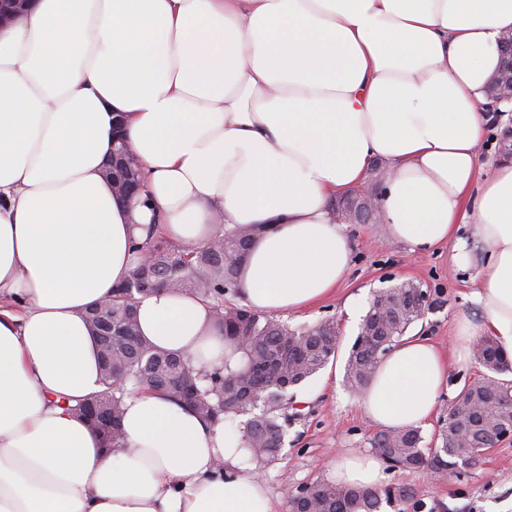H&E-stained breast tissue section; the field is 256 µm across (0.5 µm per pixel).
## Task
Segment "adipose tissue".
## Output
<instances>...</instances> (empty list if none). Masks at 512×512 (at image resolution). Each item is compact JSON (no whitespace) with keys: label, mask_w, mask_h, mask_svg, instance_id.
<instances>
[{"label":"adipose tissue","mask_w":512,"mask_h":512,"mask_svg":"<svg viewBox=\"0 0 512 512\" xmlns=\"http://www.w3.org/2000/svg\"><path fill=\"white\" fill-rule=\"evenodd\" d=\"M507 32L512 0H30L0 27V512H273L238 428L136 390L110 453L69 410L101 389L81 314L130 277L138 224L188 247L222 222L261 226L240 295L270 316L300 311L348 270L331 203L382 161L384 232L478 263L484 320L459 317L446 352L427 336L394 346L367 419L428 423L479 333L512 357V160L479 153ZM120 115L147 208L121 207L101 174ZM137 312L155 346L223 365L198 298L162 288ZM329 476L386 479L356 449Z\"/></svg>","instance_id":"1"}]
</instances>
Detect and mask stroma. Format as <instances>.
<instances>
[{
  "instance_id": "1",
  "label": "stroma",
  "mask_w": 512,
  "mask_h": 512,
  "mask_svg": "<svg viewBox=\"0 0 512 512\" xmlns=\"http://www.w3.org/2000/svg\"><path fill=\"white\" fill-rule=\"evenodd\" d=\"M346 230L352 240V255L342 283L309 309L284 317L293 327L333 317L340 331V345L331 365L296 388L295 403L302 418L289 428L278 460L249 467L250 473L266 483L276 512H291V500L301 486L327 480L329 464L338 453L348 448H372L377 428L365 417L359 393L345 386L344 368L376 291L403 280L427 291L428 307L409 332L430 336L444 350L451 344L458 316L475 322L481 319L472 297L476 269L453 263V244L419 253L392 241L372 223L350 222ZM511 481L512 440L502 442L461 477L450 481H433L427 471L398 470L388 471L386 479L387 484L404 483L415 490L408 512H512V491L506 488Z\"/></svg>"
}]
</instances>
